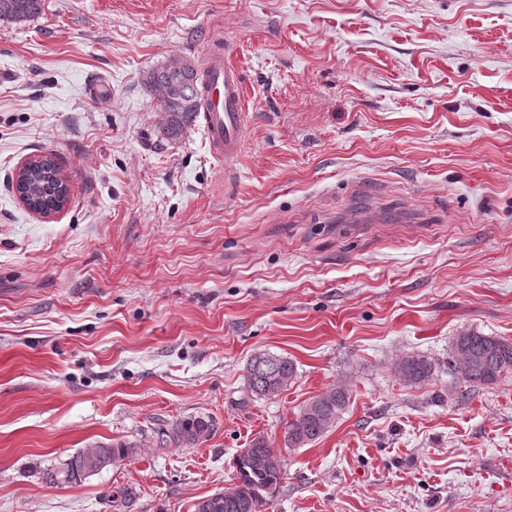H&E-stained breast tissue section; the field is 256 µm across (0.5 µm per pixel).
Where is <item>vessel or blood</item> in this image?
I'll list each match as a JSON object with an SVG mask.
<instances>
[{"label": "vessel or blood", "mask_w": 512, "mask_h": 512, "mask_svg": "<svg viewBox=\"0 0 512 512\" xmlns=\"http://www.w3.org/2000/svg\"><path fill=\"white\" fill-rule=\"evenodd\" d=\"M231 47L216 45L205 57L201 70L203 125L209 151L217 161L238 156L243 138V82L240 72L229 62Z\"/></svg>", "instance_id": "1"}]
</instances>
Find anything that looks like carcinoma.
Listing matches in <instances>:
<instances>
[{
  "label": "carcinoma",
  "instance_id": "obj_1",
  "mask_svg": "<svg viewBox=\"0 0 512 512\" xmlns=\"http://www.w3.org/2000/svg\"><path fill=\"white\" fill-rule=\"evenodd\" d=\"M42 0H0V19L23 22L39 14ZM145 88L155 94L158 106L164 113L161 134L168 140L179 139L195 120L199 109V72L194 61L185 59L180 71H173L168 64H160L143 76ZM61 170L53 154L48 152L34 157L32 167L19 179L20 188L27 194L26 206L32 211L58 210L66 190ZM461 363L462 373L470 387H491L501 376L512 373V341L499 336L476 332L456 337L448 353V371ZM437 363L419 353L407 355L402 367L395 373L410 388H422L433 381ZM296 364L286 356L259 353L251 358L245 373L247 389L258 399H270L287 390L297 378ZM350 400L347 390L333 387L310 398L304 407L308 412H298L288 421V448H301L318 441L336 422ZM215 431L212 417L190 415L178 418L160 428L154 445L159 449L190 448L208 440ZM98 456L91 458L84 451L76 452L58 469L46 473L52 484L63 485L81 482L103 470V462L124 461L138 453L134 443L118 441L97 443ZM238 485L235 493L209 495L195 505L196 512H262L264 494L271 491L284 478L286 460L271 448L264 437L251 443V451L237 455L234 461Z\"/></svg>",
  "mask_w": 512,
  "mask_h": 512
}]
</instances>
